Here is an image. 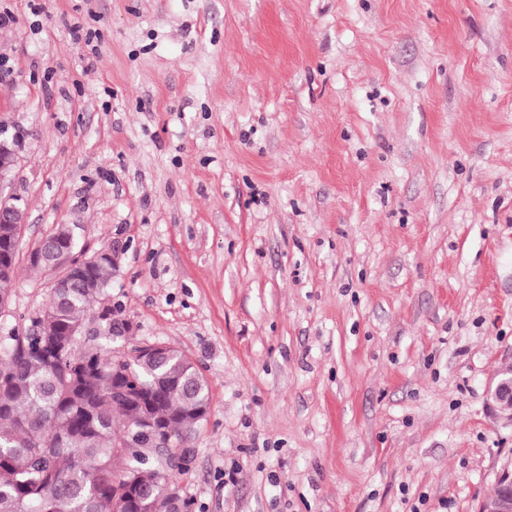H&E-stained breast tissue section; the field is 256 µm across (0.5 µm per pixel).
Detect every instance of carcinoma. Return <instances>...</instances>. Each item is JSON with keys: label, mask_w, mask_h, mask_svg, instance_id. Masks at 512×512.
<instances>
[{"label": "carcinoma", "mask_w": 512, "mask_h": 512, "mask_svg": "<svg viewBox=\"0 0 512 512\" xmlns=\"http://www.w3.org/2000/svg\"><path fill=\"white\" fill-rule=\"evenodd\" d=\"M0 230V313L16 278L15 244ZM71 224H56L34 274L65 272L62 253ZM103 248L85 260L77 280L58 278L49 302L0 345V512H180L178 476L168 460L146 455L136 434L152 420L176 440L210 407L207 380L180 350L129 359L109 348L70 349L74 328L110 296L114 272ZM121 307L96 335L112 341ZM129 389L128 396L112 393ZM168 483L171 494L159 488Z\"/></svg>", "instance_id": "cac0c4a2"}]
</instances>
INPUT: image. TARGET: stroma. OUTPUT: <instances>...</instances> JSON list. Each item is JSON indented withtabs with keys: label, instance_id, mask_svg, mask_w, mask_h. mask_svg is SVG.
I'll return each mask as SVG.
<instances>
[{
	"label": "stroma",
	"instance_id": "1",
	"mask_svg": "<svg viewBox=\"0 0 512 512\" xmlns=\"http://www.w3.org/2000/svg\"><path fill=\"white\" fill-rule=\"evenodd\" d=\"M0 185L121 240L133 335L206 378L195 512H478L512 469V0H0ZM95 31L75 41L73 24ZM235 482L224 480L226 470ZM2 129V130H1ZM0 127V185L7 178L17 161V142L15 135L5 133ZM492 407L512 421V360L496 372L488 388Z\"/></svg>",
	"mask_w": 512,
	"mask_h": 512
}]
</instances>
